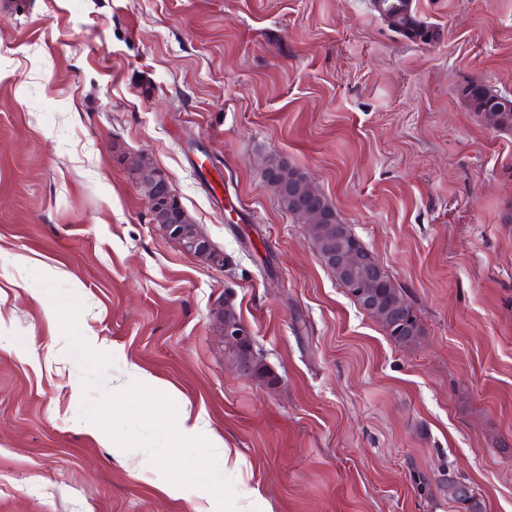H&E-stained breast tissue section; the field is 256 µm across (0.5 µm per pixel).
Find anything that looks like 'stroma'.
<instances>
[{
	"instance_id": "1",
	"label": "stroma",
	"mask_w": 512,
	"mask_h": 512,
	"mask_svg": "<svg viewBox=\"0 0 512 512\" xmlns=\"http://www.w3.org/2000/svg\"><path fill=\"white\" fill-rule=\"evenodd\" d=\"M415 44L371 0H0V512H213L81 418L144 371L240 464V512H512V133L459 89L512 95V0H415ZM147 155L229 259L156 231ZM305 172L410 299L396 343L261 175ZM115 359L84 393L46 290ZM230 299L272 384L232 366ZM462 93L473 112H479L489 100L499 95L498 91L491 86L485 84V87L480 89V87L473 84L472 81L465 83L462 88ZM448 479H452L454 481L455 485H457L460 488L462 494L466 495L470 493V486L451 477H448ZM455 485L452 483H447L443 484L441 488L443 495L448 498V501L463 505V508L465 509L466 512H481L482 504L476 498V495L473 493L471 494V497L461 500L457 495Z\"/></svg>"
}]
</instances>
